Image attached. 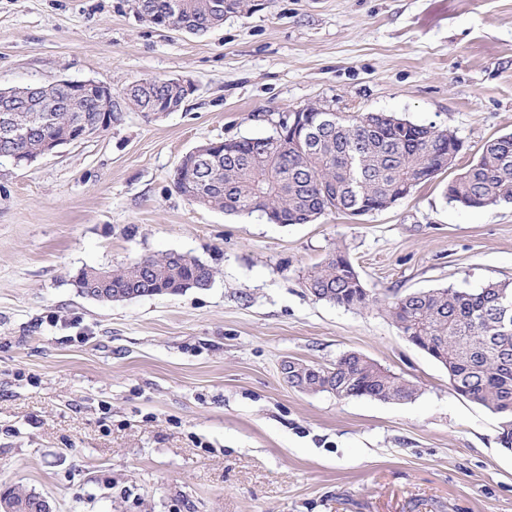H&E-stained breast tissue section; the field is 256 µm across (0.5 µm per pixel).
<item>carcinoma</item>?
<instances>
[{
	"label": "carcinoma",
	"mask_w": 512,
	"mask_h": 512,
	"mask_svg": "<svg viewBox=\"0 0 512 512\" xmlns=\"http://www.w3.org/2000/svg\"><path fill=\"white\" fill-rule=\"evenodd\" d=\"M247 6L248 0H135L139 17L174 13L193 34L222 25L224 15ZM172 92L164 80L149 78L130 90L129 103L144 111ZM100 106L96 93L88 92L68 112H42L41 133L52 134L72 115L91 118ZM422 134L419 125L391 113L338 112L335 127L316 121L296 143L224 141L196 168H177L174 186L183 196L208 195L212 210L259 212L271 224H307L332 211L366 214L391 207L447 171L438 157L448 151L450 131L440 130L431 140ZM445 197L471 209L512 202V141L502 135L485 142L478 157L448 182ZM213 276L212 266L198 258L168 251L113 271L103 291L82 273L75 287L85 297L112 303L205 289ZM307 288L317 299L347 309L376 303L339 249L309 275ZM503 300L512 302V282H489L476 291L394 293L385 305L402 334L448 370L458 395L498 417V441L512 450V325L499 317ZM288 383L343 399L405 401L417 392L415 385L348 354L304 376L290 373ZM38 498L8 490L0 495V512H36Z\"/></svg>",
	"instance_id": "cac0c4a2"
}]
</instances>
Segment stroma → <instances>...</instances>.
Here are the masks:
<instances>
[{
    "instance_id": "1",
    "label": "stroma",
    "mask_w": 512,
    "mask_h": 512,
    "mask_svg": "<svg viewBox=\"0 0 512 512\" xmlns=\"http://www.w3.org/2000/svg\"><path fill=\"white\" fill-rule=\"evenodd\" d=\"M191 80L176 112L128 108L31 165L0 160V491L55 512H512L498 420L451 388L383 306L321 301L308 274L346 253L382 298L512 281V204L444 189L512 134V0H250L203 35L133 0H0V88ZM388 112L452 131L453 171L392 207L271 224L180 195L181 158L273 134L289 112ZM178 251L209 288L103 303L88 268ZM355 352L409 400L306 393L284 361Z\"/></svg>"
}]
</instances>
